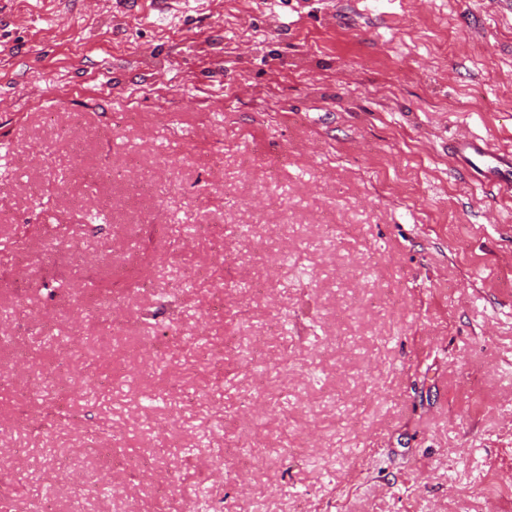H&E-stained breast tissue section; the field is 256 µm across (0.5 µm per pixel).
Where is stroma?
Instances as JSON below:
<instances>
[{
	"mask_svg": "<svg viewBox=\"0 0 512 512\" xmlns=\"http://www.w3.org/2000/svg\"><path fill=\"white\" fill-rule=\"evenodd\" d=\"M461 135L512 147L503 0H0V272L31 257L0 448L30 512H512V198L454 169ZM104 155L153 197L106 175L72 211ZM26 222L50 236L11 245ZM229 336L253 360L216 364ZM57 357L81 424L38 433ZM106 435L150 474L103 478Z\"/></svg>",
	"mask_w": 512,
	"mask_h": 512,
	"instance_id": "35a3bbf8",
	"label": "stroma"
}]
</instances>
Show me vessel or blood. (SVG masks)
Here are the masks:
<instances>
[{
  "label": "vessel or blood",
  "mask_w": 512,
  "mask_h": 512,
  "mask_svg": "<svg viewBox=\"0 0 512 512\" xmlns=\"http://www.w3.org/2000/svg\"><path fill=\"white\" fill-rule=\"evenodd\" d=\"M460 173L498 195L512 197V150L480 137L464 136L451 145Z\"/></svg>",
  "instance_id": "obj_1"
}]
</instances>
